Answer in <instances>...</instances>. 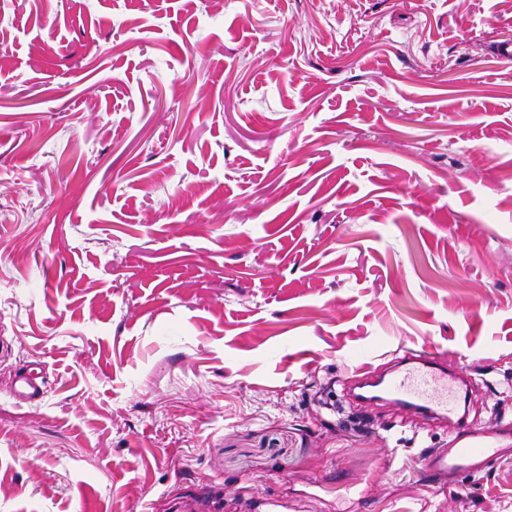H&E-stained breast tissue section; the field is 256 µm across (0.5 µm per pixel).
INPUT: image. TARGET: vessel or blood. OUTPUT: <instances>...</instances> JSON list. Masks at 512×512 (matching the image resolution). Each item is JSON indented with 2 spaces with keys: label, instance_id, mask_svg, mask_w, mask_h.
<instances>
[{
  "label": "vessel or blood",
  "instance_id": "obj_1",
  "mask_svg": "<svg viewBox=\"0 0 512 512\" xmlns=\"http://www.w3.org/2000/svg\"><path fill=\"white\" fill-rule=\"evenodd\" d=\"M358 380L360 388L381 389L389 403L430 418H444L453 412L448 388L464 382L458 370L448 367L443 354L426 350L405 354L385 377L376 374L374 368L361 369ZM14 396L23 403L40 401L44 388L39 373L25 376ZM499 439L498 430L462 423L451 445L422 453L420 472L433 484L462 474L481 473L492 462L512 455V448L501 446Z\"/></svg>",
  "mask_w": 512,
  "mask_h": 512
}]
</instances>
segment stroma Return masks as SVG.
I'll return each mask as SVG.
<instances>
[{"instance_id": "35a3bbf8", "label": "stroma", "mask_w": 512, "mask_h": 512, "mask_svg": "<svg viewBox=\"0 0 512 512\" xmlns=\"http://www.w3.org/2000/svg\"><path fill=\"white\" fill-rule=\"evenodd\" d=\"M512 0H0V512H512ZM41 364L47 389L17 402ZM388 376L375 375L377 369L369 367L353 372L359 380L358 388L381 387L380 395L360 394L363 402L384 399L404 410L430 418H447L454 410L448 401V378L457 386H466L462 374L448 369L446 357L434 351L408 352L400 358ZM464 419L451 445L426 448L420 456L419 469L428 483H441L448 477L478 474L500 458L512 456V445L501 447L500 432L468 423Z\"/></svg>"}]
</instances>
